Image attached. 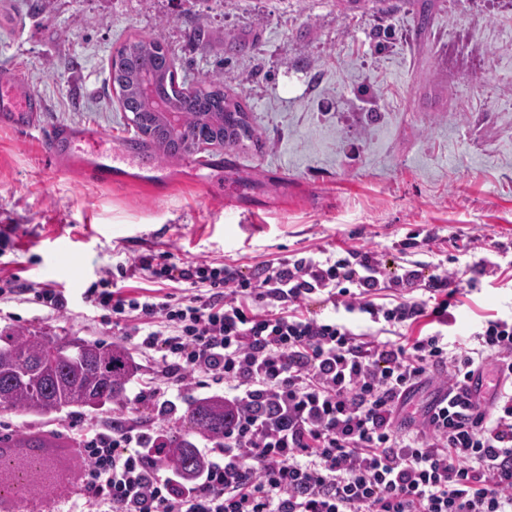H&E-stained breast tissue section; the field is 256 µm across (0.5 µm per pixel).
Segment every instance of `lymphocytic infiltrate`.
<instances>
[{
    "instance_id": "lymphocytic-infiltrate-1",
    "label": "lymphocytic infiltrate",
    "mask_w": 512,
    "mask_h": 512,
    "mask_svg": "<svg viewBox=\"0 0 512 512\" xmlns=\"http://www.w3.org/2000/svg\"><path fill=\"white\" fill-rule=\"evenodd\" d=\"M136 263L181 293L132 294L102 277L82 299L153 358L158 420L186 387L223 384L224 444L202 449L189 476L167 465L160 428L123 414L85 424L71 512H512V320L451 344L459 270L388 277L376 253L357 249L248 276L164 253ZM386 288L392 301L377 303ZM25 295L47 317L68 310L51 284L0 276V301ZM315 298L384 321L392 340L305 314ZM434 380L422 417L405 415Z\"/></svg>"
}]
</instances>
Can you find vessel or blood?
I'll return each mask as SVG.
<instances>
[{
  "instance_id": "obj_1",
  "label": "vessel or blood",
  "mask_w": 512,
  "mask_h": 512,
  "mask_svg": "<svg viewBox=\"0 0 512 512\" xmlns=\"http://www.w3.org/2000/svg\"><path fill=\"white\" fill-rule=\"evenodd\" d=\"M44 110L41 97L27 89L20 72L0 75V126L33 129L39 127ZM45 159L58 171L79 168L100 185L111 184L118 168L117 159L143 154L136 143L113 149L112 139L88 126H59L43 142Z\"/></svg>"
}]
</instances>
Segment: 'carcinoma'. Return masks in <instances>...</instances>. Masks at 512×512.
Returning a JSON list of instances; mask_svg holds the SVG:
<instances>
[{
    "instance_id": "cac0c4a2",
    "label": "carcinoma",
    "mask_w": 512,
    "mask_h": 512,
    "mask_svg": "<svg viewBox=\"0 0 512 512\" xmlns=\"http://www.w3.org/2000/svg\"><path fill=\"white\" fill-rule=\"evenodd\" d=\"M109 77L117 87L122 108L133 115L132 124L159 157L194 153L203 143L235 145L254 138L247 109L224 92L221 73L205 84L207 92L189 91L177 83L169 51L155 37L126 41L113 52ZM47 334L22 329L0 331V414L16 412L45 417L66 408L121 406L127 384L139 366L124 347H105L81 341V350L70 358L49 357ZM181 433L168 439L171 461L192 473L200 457L193 437L224 438V398L213 396L193 404L179 418ZM9 448H38L32 433L0 436Z\"/></svg>"
}]
</instances>
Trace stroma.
Returning a JSON list of instances; mask_svg holds the SVG:
<instances>
[{
  "label": "stroma",
  "mask_w": 512,
  "mask_h": 512,
  "mask_svg": "<svg viewBox=\"0 0 512 512\" xmlns=\"http://www.w3.org/2000/svg\"><path fill=\"white\" fill-rule=\"evenodd\" d=\"M0 0V68L24 72L44 100V128L96 125L134 139L109 79L112 53L131 38L161 40L179 83L221 72L256 136L206 151V164L122 163L116 184L45 163L38 136L0 127V275L64 289L70 314L0 304V329L41 330L118 343L80 294L99 272L116 287H148L144 253L208 260L243 274L371 249L387 272L422 276L471 260L474 245H504L512 264V0H434L420 26L414 0L382 13L344 0ZM204 29L206 43L192 42ZM434 252L399 255L408 234ZM451 336L468 340L488 318L512 314V277L460 295ZM69 408L48 418L0 415V434L50 431L63 458L33 471L14 512H65L79 469L72 427L113 415Z\"/></svg>",
  "instance_id": "stroma-1"
}]
</instances>
